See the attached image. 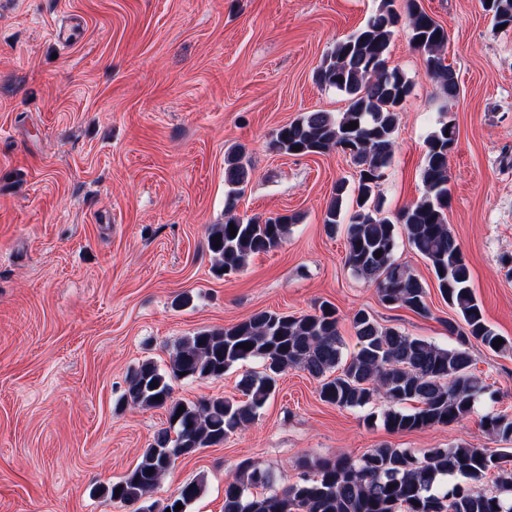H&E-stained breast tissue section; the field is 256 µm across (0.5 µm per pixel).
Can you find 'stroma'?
<instances>
[{"mask_svg": "<svg viewBox=\"0 0 512 512\" xmlns=\"http://www.w3.org/2000/svg\"><path fill=\"white\" fill-rule=\"evenodd\" d=\"M381 0H0V512H137L107 487L140 462L167 425L166 408L120 397L128 371L169 365L179 341L254 311L296 316L331 303L343 354L357 351L350 318L449 344L458 315L430 266L399 238L394 258L427 286L428 315L385 306L344 261L343 231L324 212L348 157L275 151L282 126L307 112L338 114L346 97L315 74L333 44ZM448 33L459 85L440 97L398 25L389 64L412 91L380 185L385 216L424 194L420 168L438 121L455 124L448 153V225L471 269L487 323L512 340V28L480 0H420ZM79 26L63 45L58 28ZM239 149L252 176L243 218L288 215L278 248L223 275L205 247L224 221V158ZM487 387L458 424L404 432L383 424L384 402L341 409L307 372L286 370L245 429L179 458L148 495L163 502L203 483L187 512H223L224 486L250 460L299 482L304 458H359L389 445L421 452L464 442L497 449L481 425L512 417V354L472 348ZM236 365L219 379L173 383L193 403L241 399Z\"/></svg>", "mask_w": 512, "mask_h": 512, "instance_id": "35a3bbf8", "label": "stroma"}]
</instances>
